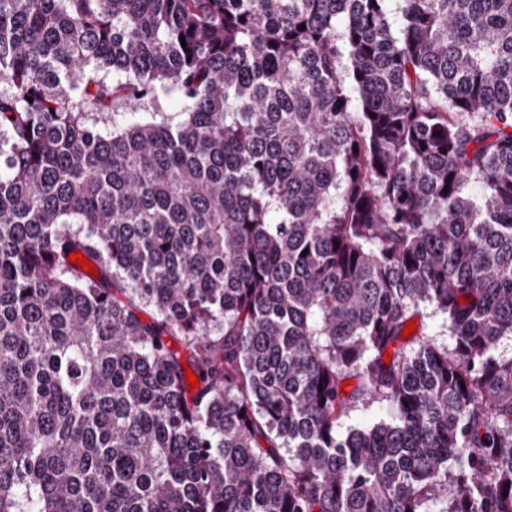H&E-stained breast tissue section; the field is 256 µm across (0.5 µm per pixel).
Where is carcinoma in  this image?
Segmentation results:
<instances>
[{"label":"carcinoma","mask_w":512,"mask_h":512,"mask_svg":"<svg viewBox=\"0 0 512 512\" xmlns=\"http://www.w3.org/2000/svg\"><path fill=\"white\" fill-rule=\"evenodd\" d=\"M505 337L512 0H0V512H512ZM413 319H416V330L407 339L418 334L420 330V324L422 322L429 329L435 332H440L436 333L437 336H435L438 343H451V338L449 336L448 330L442 327V325L444 324V317L440 314H436L432 306L422 307L420 309V314L414 317Z\"/></svg>","instance_id":"obj_1"}]
</instances>
